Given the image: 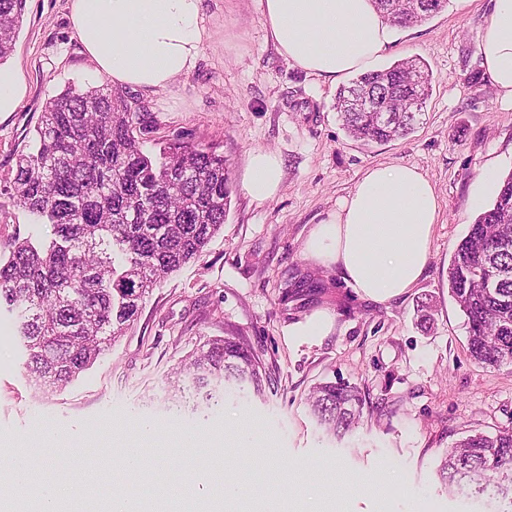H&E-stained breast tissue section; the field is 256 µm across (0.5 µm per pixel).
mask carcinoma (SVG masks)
Wrapping results in <instances>:
<instances>
[{"instance_id": "cac0c4a2", "label": "carcinoma", "mask_w": 512, "mask_h": 512, "mask_svg": "<svg viewBox=\"0 0 512 512\" xmlns=\"http://www.w3.org/2000/svg\"><path fill=\"white\" fill-rule=\"evenodd\" d=\"M26 0H0V62L15 44ZM389 22H422L447 0H374ZM432 72L419 58L358 75L336 94L346 133L364 146L408 136L422 115ZM366 88L369 108L353 102ZM145 115L102 88H68L46 102L32 150L12 181L16 203L50 226L45 241L14 240L0 258V304L18 312L24 367L54 391L75 381L133 323L162 280L198 258L224 225L232 184L228 161L210 145L174 142L153 157L134 132ZM448 293L463 313L468 350L490 368L512 364V174L481 212L448 264ZM209 401L248 386L264 391L261 362L242 334L206 341L179 370ZM308 404L326 434L342 438L361 420L358 388L313 387ZM450 487L489 491L512 506V431H474L439 466ZM157 498L179 508L189 498L166 487ZM10 475L0 506L28 512Z\"/></svg>"}]
</instances>
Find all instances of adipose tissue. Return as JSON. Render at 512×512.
<instances>
[{"mask_svg": "<svg viewBox=\"0 0 512 512\" xmlns=\"http://www.w3.org/2000/svg\"><path fill=\"white\" fill-rule=\"evenodd\" d=\"M268 38L280 56L330 80L381 56L392 30L372 0H260ZM68 18L83 52L114 86L146 93L167 89L196 67L209 38L203 0H68ZM479 53L489 84L512 106V0H496ZM281 161L257 150L244 182L254 200L273 198ZM439 199L429 178L411 165L372 166L310 233L306 249L318 264L336 266L347 285L374 301L410 292L424 273ZM19 491L37 488L38 512H58L73 492L61 480L34 483L25 456L10 467Z\"/></svg>", "mask_w": 512, "mask_h": 512, "instance_id": "adipose-tissue-1", "label": "adipose tissue"}]
</instances>
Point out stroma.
I'll list each match as a JSON object with an SVG mask.
<instances>
[{"mask_svg":"<svg viewBox=\"0 0 512 512\" xmlns=\"http://www.w3.org/2000/svg\"><path fill=\"white\" fill-rule=\"evenodd\" d=\"M494 0H448L425 22L393 30L376 68L418 56L433 74L424 115L407 138L372 147L349 137L335 109V85L279 56L267 38L259 0H204L206 41L196 68L157 93L122 94L145 112L144 151L180 138L209 144L228 159L230 212L203 254L147 298L125 334L67 387L41 393L27 375L16 315L0 307V439L29 449L39 466L38 435L58 433L52 447L62 471L92 464L95 480L115 483L114 442H135L148 419L156 436L143 446L148 478L177 482L196 470L247 463L264 476L257 502L280 512L289 494L344 512H505L499 498L449 490L438 466L471 430H512V365L489 368L468 351L464 316L448 292V263L481 209L512 173V109L487 83L479 34ZM68 0H26L15 47L6 60L25 93L0 114V247L39 240L46 224L10 196L16 162L32 145L45 105L67 87H111L84 55L67 18ZM282 160L276 196L252 200L243 189L249 155ZM374 165H414L440 201L429 261L416 288L386 303L361 297L339 270L305 252L310 231ZM429 298V327L417 321ZM321 312L322 336L288 329ZM243 333L256 351L265 391L229 390L191 411L172 401L174 371L205 341ZM343 380L364 396L360 424L343 439L327 436L308 406L312 388ZM247 424L253 448L211 435Z\"/></svg>","mask_w":512,"mask_h":512,"instance_id":"1","label":"stroma"}]
</instances>
